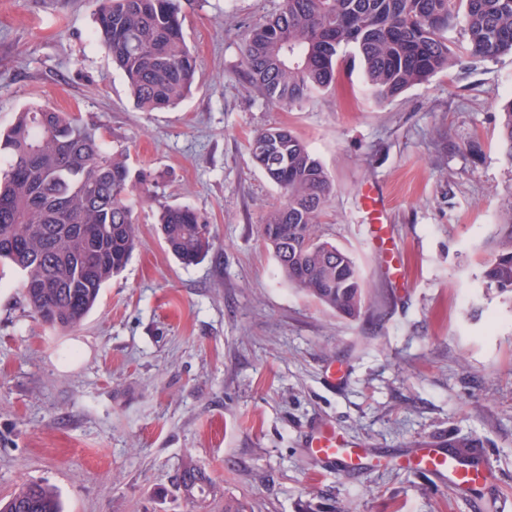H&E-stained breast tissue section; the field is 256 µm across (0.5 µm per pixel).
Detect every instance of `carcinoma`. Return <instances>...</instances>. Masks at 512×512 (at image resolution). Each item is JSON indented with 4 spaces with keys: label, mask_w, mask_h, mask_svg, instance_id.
Listing matches in <instances>:
<instances>
[{
    "label": "carcinoma",
    "mask_w": 512,
    "mask_h": 512,
    "mask_svg": "<svg viewBox=\"0 0 512 512\" xmlns=\"http://www.w3.org/2000/svg\"><path fill=\"white\" fill-rule=\"evenodd\" d=\"M94 35L122 71L137 106L151 112L181 101L195 82L197 61L184 34L182 0H95ZM462 27L470 53L492 59L512 52V0H282L272 19L246 35L253 86L269 103L293 106L331 87L343 48L363 65L370 95L387 100L449 70L457 55L448 33ZM500 139L512 162V99L503 106ZM253 160L282 193L263 224L288 282L339 315L356 319L365 293L351 256L315 235L333 184L304 141L270 128L249 143ZM0 261L21 275L28 307L61 331L78 327L102 286L120 274L138 246L137 205L158 207L169 252L191 265L213 247L205 217L169 205L149 176L132 172L124 151L104 145L100 127L44 105L18 112L0 133ZM498 248L483 281L512 291V200L498 215ZM180 484L204 491L205 473L183 468ZM0 512H62L54 489L24 483Z\"/></svg>",
    "instance_id": "cac0c4a2"
}]
</instances>
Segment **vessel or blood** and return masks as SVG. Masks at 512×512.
Returning <instances> with one entry per match:
<instances>
[{
  "label": "vessel or blood",
  "mask_w": 512,
  "mask_h": 512,
  "mask_svg": "<svg viewBox=\"0 0 512 512\" xmlns=\"http://www.w3.org/2000/svg\"><path fill=\"white\" fill-rule=\"evenodd\" d=\"M311 450L323 462L335 466L340 472L352 469L365 470L371 466L365 450L348 445L332 434L313 440ZM406 465L411 469L447 480L449 485L459 489L476 487L487 481V463H463L437 442H429L416 449Z\"/></svg>",
  "instance_id": "b4317fda"
}]
</instances>
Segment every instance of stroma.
Masks as SVG:
<instances>
[{"mask_svg":"<svg viewBox=\"0 0 512 512\" xmlns=\"http://www.w3.org/2000/svg\"><path fill=\"white\" fill-rule=\"evenodd\" d=\"M281 0H191L197 79L138 109L94 37L93 0H0V130L31 103L100 125L159 198L203 213L213 249L185 266L137 210L140 244L75 330L33 318L0 277V502L24 482L64 512H475L465 491L400 464L422 442L478 439L512 496V293L481 278L512 163L499 146L512 52L469 56L378 102L355 66L277 107L249 82L245 35ZM285 126L333 180L322 239L371 302L350 321L281 274L261 226L280 189L248 143ZM386 200L382 221L364 203ZM366 449L368 472L311 454L317 432ZM208 476L187 494V464Z\"/></svg>","mask_w":512,"mask_h":512,"instance_id":"stroma-1","label":"stroma"}]
</instances>
